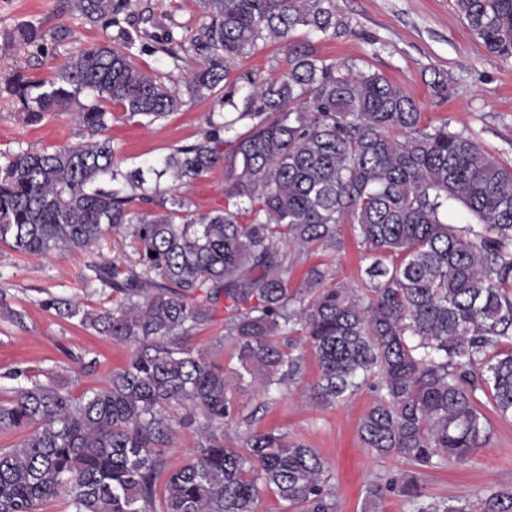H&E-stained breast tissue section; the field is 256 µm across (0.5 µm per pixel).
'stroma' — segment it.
Listing matches in <instances>:
<instances>
[{
  "instance_id": "obj_1",
  "label": "stroma",
  "mask_w": 512,
  "mask_h": 512,
  "mask_svg": "<svg viewBox=\"0 0 512 512\" xmlns=\"http://www.w3.org/2000/svg\"><path fill=\"white\" fill-rule=\"evenodd\" d=\"M130 2L137 13L158 22L164 14H172L185 30L204 19L197 0ZM331 7L336 13L335 34L321 38L300 26L291 34L292 43H309L320 58L383 75L416 101L421 126L444 124L449 131L472 134L501 164L512 165V59L488 53L458 17L453 0H333ZM28 20L41 21L48 31L67 25L77 42L52 43L42 52L19 51L14 31ZM109 34L105 25L86 24L75 12L73 0H0V162L21 151L81 141L82 131L69 116L27 124L20 102L6 86L19 74L49 77L74 45L100 43ZM287 66L281 44L267 41L240 58L231 75L263 79ZM439 73L448 80L444 95L431 88ZM211 110L210 101L193 99L182 111L151 124L113 118L109 136L121 168L142 166L193 141L204 130ZM338 232L343 250H320L301 257L292 271V287H299L306 270L316 264L332 266L338 282L352 288L363 286L368 265L364 250L352 225H340ZM117 258H135L130 238L122 230L113 232L101 248L64 257L26 255L0 245V397L34 380L64 384L72 396L79 397L105 388L113 371L126 365L132 345L85 330L77 321L61 318L43 305L53 295L88 309L111 308V289L86 292L82 279L89 264ZM223 336L224 312L219 309L211 323L194 329L191 341L231 370L238 361ZM290 342L293 354L303 357L298 383L270 396L264 395L259 381L248 377L235 385V420L227 432L228 441L239 447L255 431L286 434L315 448L326 460L340 512H416L413 501L397 491L373 504L367 499L370 483L390 476L408 479L416 473L410 462L380 457L363 447L358 424L374 403L375 392L363 389L333 407L317 404L313 397L318 376L315 358L301 334H292ZM491 426L488 445L470 462L450 461L427 470L423 503L460 496L475 501L489 487L512 483V418H492Z\"/></svg>"
}]
</instances>
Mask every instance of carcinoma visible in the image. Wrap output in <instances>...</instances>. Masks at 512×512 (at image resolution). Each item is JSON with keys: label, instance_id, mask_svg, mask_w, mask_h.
<instances>
[{"label": "carcinoma", "instance_id": "carcinoma-1", "mask_svg": "<svg viewBox=\"0 0 512 512\" xmlns=\"http://www.w3.org/2000/svg\"><path fill=\"white\" fill-rule=\"evenodd\" d=\"M325 2L199 0L206 21L179 38L166 29L152 46L177 80L137 65L132 49L147 30L126 13L129 0H74L84 22L117 26V36L69 53L48 80L13 79L26 123L71 115L83 140L0 164V243L63 256L128 231L136 261L92 265L82 282L91 293L112 289V309L56 296L43 305L135 349L89 395L35 381L0 400V431L24 433L0 448V512H39L61 490L73 512H256L264 490L291 510L338 512L316 449L274 431L251 433L241 449L224 442L233 381L190 344L220 305L235 379L257 377L266 394L296 383L302 357L282 339L299 326L318 366L319 404L374 389L358 434L379 456L421 472L469 462L491 436L481 394L512 418V349H503L512 339V167L469 134L420 126L415 100L383 76L343 74L288 45L298 26L324 37L336 30ZM455 9L486 50L512 58V0H455ZM47 35L74 39L65 25L47 34L26 22L15 41L41 49ZM267 40L288 46V68L246 89L229 80ZM185 93L234 117L208 120L194 141L146 164L171 179L169 189L146 185L140 168L120 170L107 105L151 124L180 111ZM220 166L224 207L192 208L180 188ZM453 202L473 222H445ZM341 224L373 255L364 288L336 283L324 264L291 287L288 251L341 249ZM175 405L202 417L201 445L170 469ZM419 512L473 506L462 497ZM479 512H512V484L489 489Z\"/></svg>", "mask_w": 512, "mask_h": 512}]
</instances>
